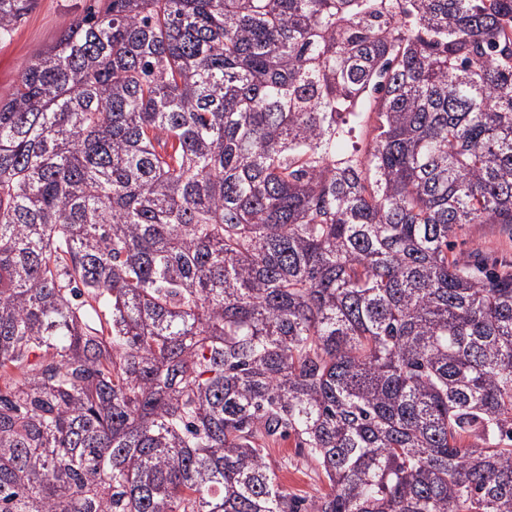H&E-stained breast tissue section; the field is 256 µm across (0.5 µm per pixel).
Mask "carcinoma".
Returning a JSON list of instances; mask_svg holds the SVG:
<instances>
[{"instance_id": "obj_1", "label": "carcinoma", "mask_w": 512, "mask_h": 512, "mask_svg": "<svg viewBox=\"0 0 512 512\" xmlns=\"http://www.w3.org/2000/svg\"><path fill=\"white\" fill-rule=\"evenodd\" d=\"M464 224H512V0H105L0 102V512H512ZM270 461L280 481L292 494L306 499L328 490V481L311 461L306 462L293 439L271 448Z\"/></svg>"}]
</instances>
